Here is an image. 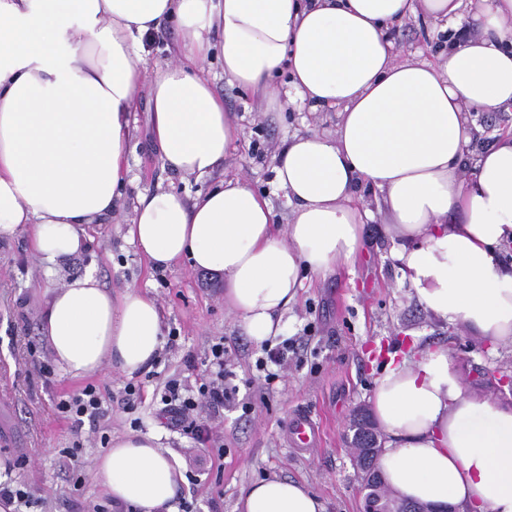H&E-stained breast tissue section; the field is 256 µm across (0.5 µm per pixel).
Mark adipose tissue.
Segmentation results:
<instances>
[{"mask_svg":"<svg viewBox=\"0 0 512 512\" xmlns=\"http://www.w3.org/2000/svg\"><path fill=\"white\" fill-rule=\"evenodd\" d=\"M421 13L461 36L438 61L402 58L391 26ZM174 27L169 59L146 38ZM266 100L338 109L334 134L288 138L274 185L286 224L243 176L189 197L138 194L126 229L150 266L189 260L224 278L246 336H277L307 279L353 265L382 193L394 258L419 302L492 345L512 343V130L470 149L469 112L512 105V0H0V240L26 234L47 266L87 250L91 224L131 186L128 142L140 89L163 166L222 172L242 130L206 70ZM471 173H464V164ZM40 331L73 377H127L159 355L164 318L137 285L93 272L47 291ZM371 411L380 473L402 499L454 512H512V403L471 388L443 348L386 363ZM179 456L153 434L113 437L94 477L117 512H177ZM241 512H325L303 482L265 478Z\"/></svg>","mask_w":512,"mask_h":512,"instance_id":"1","label":"adipose tissue"}]
</instances>
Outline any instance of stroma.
Wrapping results in <instances>:
<instances>
[{
    "label": "stroma",
    "mask_w": 512,
    "mask_h": 512,
    "mask_svg": "<svg viewBox=\"0 0 512 512\" xmlns=\"http://www.w3.org/2000/svg\"><path fill=\"white\" fill-rule=\"evenodd\" d=\"M395 37L403 56L421 50L435 61L447 45L448 30L412 17ZM208 67L225 109L243 127L224 173L247 177L254 189L269 196L279 215H286L284 194L273 184L275 159L294 133L333 132L337 112H314L306 106L260 110L249 94L227 83L217 59H210ZM133 121L128 160L135 183L123 206L91 226L93 242L87 251L60 260L49 274L31 254L26 235L0 241V402L7 409L0 427L18 439L14 445L0 440V483L30 488L32 502L19 512H91L103 504L93 473V462L103 450L101 439L130 430L156 433L161 447L184 461L186 480L176 504L189 506L191 512H239L243 490L274 475L306 483L324 501L326 512H362L350 423L354 411L367 410L375 380L389 359L442 347L470 387L512 400V391L498 386L502 374L512 375V346L479 341L463 326L436 319L417 302L391 258L386 219L376 210L380 193L369 186L359 191L375 211L364 227V251L353 269L306 282L283 317L282 333L271 339L272 345H287L288 366L278 380L266 384L264 371L256 365L261 348L225 309L221 279L184 262L166 269L150 267L125 240L138 192L161 186L193 194L219 180L215 174L197 178L162 166L146 141L148 104H141ZM89 270L109 288L136 282L161 307L169 338L140 376L129 378L107 367L89 378H71L54 363L40 335L45 289ZM222 338L236 350L233 382L252 409L246 413L241 406H228L216 414L213 423L222 431L224 450H209L198 463L191 436L159 417L160 397L174 378L198 389L208 378L210 347ZM89 384L99 388L108 415L98 422L84 421L76 434L70 417L57 405ZM131 385L141 397L127 410L122 401ZM300 412L311 414L320 425L321 441L309 450L288 442V425ZM73 447L81 461L74 473L62 468L65 451Z\"/></svg>",
    "instance_id": "stroma-1"
}]
</instances>
